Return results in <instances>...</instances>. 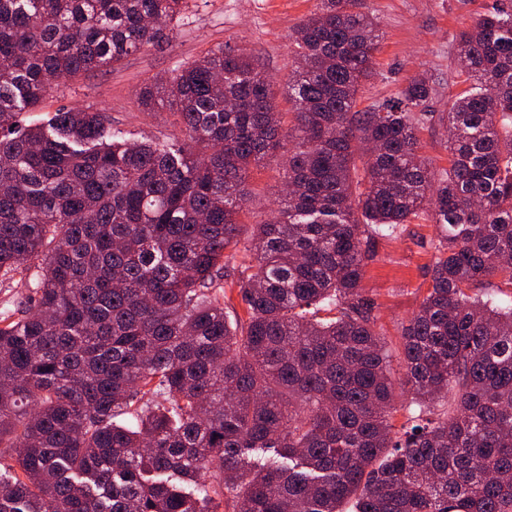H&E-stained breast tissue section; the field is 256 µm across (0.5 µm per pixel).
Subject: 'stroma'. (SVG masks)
<instances>
[{
	"label": "stroma",
	"instance_id": "obj_1",
	"mask_svg": "<svg viewBox=\"0 0 512 512\" xmlns=\"http://www.w3.org/2000/svg\"><path fill=\"white\" fill-rule=\"evenodd\" d=\"M493 0H365L367 12L378 24L380 49L376 74L357 96L364 112L396 94L415 75L425 72L436 80L427 103L430 112H444L449 98L469 88L457 57L456 38ZM315 0H188L171 24L170 37L159 47L127 56L113 68L96 71L54 86L43 113L82 108L90 104L112 116V127L129 138L171 141L178 129L166 112H149L140 104L139 89L169 77L182 64L217 46H245L261 68L276 80L275 103L291 112L287 83L292 70L295 27L314 9ZM282 167L275 162L253 170L248 179L250 199L243 224L270 219L282 195ZM433 224L418 220L375 240L377 258L363 281L374 301L377 325L386 334L393 355L395 380H402L399 358L401 325L417 310L429 283Z\"/></svg>",
	"mask_w": 512,
	"mask_h": 512
}]
</instances>
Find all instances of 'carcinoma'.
<instances>
[{"mask_svg": "<svg viewBox=\"0 0 512 512\" xmlns=\"http://www.w3.org/2000/svg\"><path fill=\"white\" fill-rule=\"evenodd\" d=\"M183 7L0 0V279L36 268L0 312V512H512V304L474 293L512 286V5L461 31L473 84L438 114L426 73L354 111L380 35L362 0H318L288 129L273 78L222 47L140 92L175 143H108L93 104L20 126L51 77L160 44ZM285 139L280 207L243 243L251 169ZM429 214L397 426L363 280L381 229ZM446 133L438 125L420 128L418 136L422 144L421 152L430 160L434 169L448 170V150L445 147Z\"/></svg>", "mask_w": 512, "mask_h": 512, "instance_id": "1", "label": "carcinoma"}]
</instances>
